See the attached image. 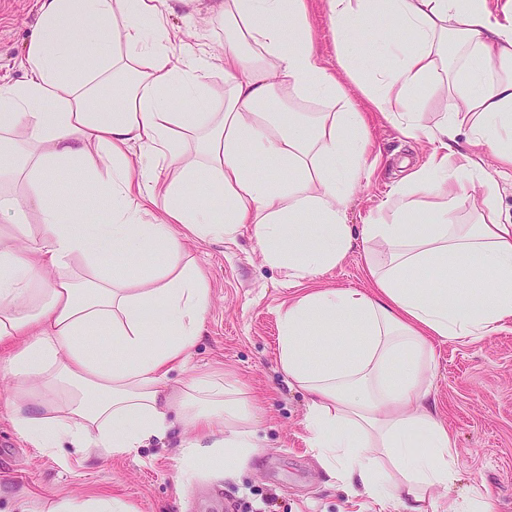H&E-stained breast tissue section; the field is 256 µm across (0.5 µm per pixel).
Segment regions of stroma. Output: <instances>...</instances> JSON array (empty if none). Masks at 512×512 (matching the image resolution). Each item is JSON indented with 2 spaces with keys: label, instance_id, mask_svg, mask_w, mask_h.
<instances>
[{
  "label": "stroma",
  "instance_id": "1",
  "mask_svg": "<svg viewBox=\"0 0 512 512\" xmlns=\"http://www.w3.org/2000/svg\"><path fill=\"white\" fill-rule=\"evenodd\" d=\"M166 4L179 35L175 57L223 46L224 21L211 13V0ZM37 24L36 0H0L1 84L24 79L21 59ZM359 106L377 162L369 182L348 198L345 221L355 228L376 214L404 167L426 163L431 151L427 141H406L367 100ZM185 258L202 271L210 306L188 361L169 372L167 383L180 387L200 374L237 380L252 405L259 452L234 478L203 473L189 484L177 477L178 450L192 432L178 422L163 440L130 455L101 460L67 447L44 454L15 432L6 407L11 379L0 371V512H46L62 498L98 495L122 498L133 512H395L350 496L309 446L306 398L289 386L278 361L279 309L303 287L265 262L246 229L231 241H188ZM315 284L369 288L361 246ZM433 397L455 439L458 467L457 481L433 490V500L461 498L476 487L493 498L496 512H512V329L436 344Z\"/></svg>",
  "mask_w": 512,
  "mask_h": 512
}]
</instances>
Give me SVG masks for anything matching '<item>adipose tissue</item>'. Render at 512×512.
<instances>
[{
	"label": "adipose tissue",
	"mask_w": 512,
	"mask_h": 512,
	"mask_svg": "<svg viewBox=\"0 0 512 512\" xmlns=\"http://www.w3.org/2000/svg\"><path fill=\"white\" fill-rule=\"evenodd\" d=\"M322 2L334 68L315 49L309 0H217L228 28L218 97L210 62H174L162 0H40L26 78L0 84V346L9 348L0 366L14 381L11 422L30 447L124 456L176 418L194 432L179 450L185 483L233 473L258 452L232 382L166 384L210 304L203 276L182 260L183 234L232 240L248 226L292 285L341 264L355 240L382 248L368 265L369 290L316 289L281 310L279 363L307 399L309 446L325 468L351 495L398 512H429L431 490L455 482V442L432 393L434 344L512 327V222L497 206L500 181L512 182V0L496 11L488 0ZM381 16L390 25L378 33ZM452 42L457 71L443 67ZM375 43L391 65L358 68ZM109 84L119 92L107 107L98 90ZM433 84L450 103L429 126L417 102ZM358 94L432 153L357 234L345 204L375 165ZM299 95L341 109L305 112ZM175 96L182 111L170 108ZM462 130L470 151L452 165L450 142ZM485 149L497 179L482 176L476 156ZM256 156L269 162L266 173L254 169ZM72 169L86 174L83 194L58 185ZM203 181L221 205L201 192ZM103 198L104 221L85 223ZM467 199L474 219L463 224ZM418 216L425 224L408 230ZM79 260L90 277L74 275ZM451 265L478 288L408 278ZM323 326L347 340L316 354L306 338ZM93 329L118 355L87 346Z\"/></svg>",
	"instance_id": "1"
}]
</instances>
